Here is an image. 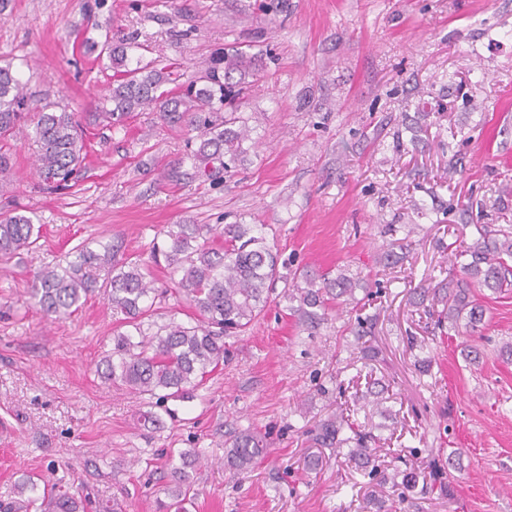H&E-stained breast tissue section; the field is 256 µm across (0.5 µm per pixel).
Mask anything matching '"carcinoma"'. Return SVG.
Instances as JSON below:
<instances>
[{
  "mask_svg": "<svg viewBox=\"0 0 512 512\" xmlns=\"http://www.w3.org/2000/svg\"><path fill=\"white\" fill-rule=\"evenodd\" d=\"M141 48L134 36L105 38L100 54L112 64V87L92 113L95 120L120 124L135 112L147 109L162 113L170 123L183 124L199 132V146L190 158L197 173L209 177L214 163L230 168L242 158L246 128L239 125L236 112L226 111L232 102L261 80L255 55L242 48L224 53L201 72L199 80L184 93L168 88L176 82L173 69L157 68L143 58L131 55ZM112 108H107V103ZM35 112L34 135L39 145L36 166L42 182L50 190L68 185L74 171L85 159L84 126L75 112L62 108L30 106L24 84L12 72V66L0 67V136L13 132L29 111ZM225 112L215 123L212 112ZM477 237L455 255L461 277L442 286L422 289L423 298L440 305L437 326L451 328L465 336L461 355L472 365L483 358V351L470 338L485 317V309L475 294L477 288L494 293L512 290V226L474 225ZM164 246L153 251L164 257L167 266L181 274L175 282L176 293L194 309L195 321L188 325L170 322L150 335L141 328L140 319L149 310L146 302L154 292L146 273L137 262L112 265L109 248L103 252L89 247L76 249L75 259L64 266L44 267L36 278L31 296L48 315L60 320L76 312L89 296L100 290L99 272L106 268L104 293L112 310L124 316V323L137 335L119 332L112 337V354L100 370L104 382L126 386L148 397L149 410L143 412V424L158 426L162 415L172 416L170 399H184L214 372L228 356L225 332L247 329L267 307L276 281L284 278L279 254L269 245L262 224H173L166 232ZM40 238V229L21 214L0 220V253L8 255L30 250ZM356 282L340 272L324 271L304 276V285L293 284L286 298L294 303L290 311L301 326L317 327L331 303L357 305ZM350 435H343L344 430ZM370 435L353 424L336 420L322 422L315 440L326 448H349L353 456L367 455ZM268 454L265 438L251 430L237 433L230 442L227 464L245 469ZM189 453L180 454L182 466L172 471L169 488L172 503L165 509L188 512L194 504L193 477L187 471ZM48 512H80L82 503L74 495L57 489H43Z\"/></svg>",
  "mask_w": 512,
  "mask_h": 512,
  "instance_id": "1",
  "label": "carcinoma"
}]
</instances>
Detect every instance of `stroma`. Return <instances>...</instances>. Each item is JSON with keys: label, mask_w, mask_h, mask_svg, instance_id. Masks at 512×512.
Masks as SVG:
<instances>
[{"label": "stroma", "mask_w": 512, "mask_h": 512, "mask_svg": "<svg viewBox=\"0 0 512 512\" xmlns=\"http://www.w3.org/2000/svg\"><path fill=\"white\" fill-rule=\"evenodd\" d=\"M131 32L145 60L187 81L225 48L261 56L231 171L198 178L196 132L158 112L90 120L113 74L97 47ZM8 62L34 103L84 116L89 153L73 187L50 193L27 128L7 139L0 216L31 217L41 237L0 256V502L48 474L86 512L115 498L124 512H160L171 468L193 450L190 512H512V357L501 352L512 294L479 292L475 366L415 294L458 277L454 255L475 225L512 224V0H0ZM173 224L264 225L289 270L347 269L366 306L330 309L309 332L276 284L261 318L225 337L228 361L170 401L175 418L144 425V396L97 373L123 328L103 292L63 321L30 293L41 268L106 245L153 283L146 332L189 323L176 274L151 256ZM388 250L398 261L386 266ZM373 378L382 396L367 394ZM339 413L372 435L369 464L314 443ZM245 429L265 434L269 454L241 472L225 442ZM451 453L455 469L435 474ZM402 471L418 475L415 489L393 482Z\"/></svg>", "instance_id": "35a3bbf8"}]
</instances>
